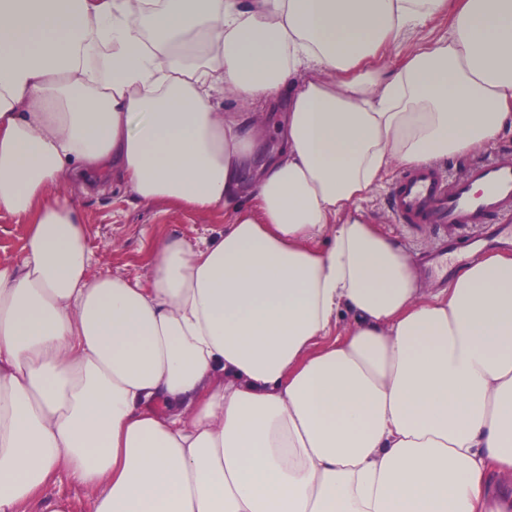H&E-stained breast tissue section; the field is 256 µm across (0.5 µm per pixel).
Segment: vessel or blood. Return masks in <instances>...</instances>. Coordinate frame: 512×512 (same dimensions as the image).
<instances>
[{
	"label": "vessel or blood",
	"mask_w": 512,
	"mask_h": 512,
	"mask_svg": "<svg viewBox=\"0 0 512 512\" xmlns=\"http://www.w3.org/2000/svg\"><path fill=\"white\" fill-rule=\"evenodd\" d=\"M398 223L430 225L445 239L429 256L427 274L452 280L471 259L474 238L492 246H512V161L491 158L453 177L433 164L409 166L389 200Z\"/></svg>",
	"instance_id": "obj_1"
}]
</instances>
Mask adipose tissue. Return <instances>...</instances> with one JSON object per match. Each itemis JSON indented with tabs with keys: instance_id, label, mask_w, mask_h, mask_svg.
<instances>
[{
	"instance_id": "ef3b65f1",
	"label": "adipose tissue",
	"mask_w": 512,
	"mask_h": 512,
	"mask_svg": "<svg viewBox=\"0 0 512 512\" xmlns=\"http://www.w3.org/2000/svg\"><path fill=\"white\" fill-rule=\"evenodd\" d=\"M509 129L512 0H0V512H512V251L428 290L356 210ZM99 169L223 233L93 275ZM448 34V16L443 15L433 19L424 26L405 33L398 42V50L402 53H408L416 47L438 40ZM27 234L25 224H15L9 217H0V261L15 260ZM51 496L65 502L69 512H89L92 494L84 486L61 477L49 493Z\"/></svg>"
}]
</instances>
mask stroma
Listing matches in <instances>:
<instances>
[{"label":"stroma","mask_w":512,"mask_h":512,"mask_svg":"<svg viewBox=\"0 0 512 512\" xmlns=\"http://www.w3.org/2000/svg\"><path fill=\"white\" fill-rule=\"evenodd\" d=\"M394 167L390 181L384 182L360 204L361 211L411 255L431 249L435 235L430 228H411L394 223L387 207L392 179L401 174ZM81 215L88 227V244L95 257L93 273H111L148 279V258L155 245L176 239L191 246L203 245L224 230L220 214H199L158 203L145 205L135 201L120 185L101 193L90 190L78 199Z\"/></svg>","instance_id":"35a3bbf8"}]
</instances>
